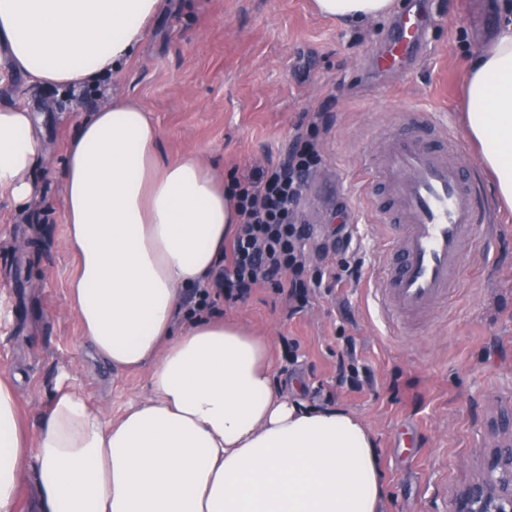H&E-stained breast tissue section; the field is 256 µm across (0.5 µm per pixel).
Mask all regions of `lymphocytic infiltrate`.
<instances>
[{
    "mask_svg": "<svg viewBox=\"0 0 512 512\" xmlns=\"http://www.w3.org/2000/svg\"><path fill=\"white\" fill-rule=\"evenodd\" d=\"M317 124L298 132L283 161L258 170L248 178H231L226 190L239 215L224 265L212 272L193 305L202 311L213 298H243L252 287L273 284L295 308H303L310 289L320 287L323 270L307 272L305 247L312 232L293 221L319 157Z\"/></svg>",
    "mask_w": 512,
    "mask_h": 512,
    "instance_id": "obj_1",
    "label": "lymphocytic infiltrate"
}]
</instances>
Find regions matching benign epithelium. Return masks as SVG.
I'll list each match as a JSON object with an SVG mask.
<instances>
[{
  "instance_id": "1",
  "label": "benign epithelium",
  "mask_w": 512,
  "mask_h": 512,
  "mask_svg": "<svg viewBox=\"0 0 512 512\" xmlns=\"http://www.w3.org/2000/svg\"><path fill=\"white\" fill-rule=\"evenodd\" d=\"M453 512H512V436L485 449L479 475L457 492Z\"/></svg>"
}]
</instances>
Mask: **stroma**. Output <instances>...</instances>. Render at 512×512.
<instances>
[{
    "mask_svg": "<svg viewBox=\"0 0 512 512\" xmlns=\"http://www.w3.org/2000/svg\"><path fill=\"white\" fill-rule=\"evenodd\" d=\"M426 10L428 48L402 74H379L368 62L390 14L344 28L315 13L311 0H164L135 58L99 91L66 95L19 76L0 85L1 104L44 117L37 193L24 209L0 200V292L11 312L0 320V375L15 380L30 427L62 379L115 417L144 393L148 376L98 363L67 307L78 264L64 246L62 161L80 121L112 99H130L158 126L164 159L200 148L227 178L278 161L297 127L322 112L321 160L296 221L322 240L337 210H351L359 280L326 279L298 312L268 285L215 312L270 342L279 390L341 407L372 431L383 512H452L494 441L492 418L512 409V209L497 204L495 228L470 247L447 306L409 330L386 328L372 291L393 231L368 206V155L405 113L429 112L461 136L474 177L497 197L464 136L461 98L471 59L497 35L499 0H426ZM350 344L373 374L358 392L336 382Z\"/></svg>",
    "mask_w": 512,
    "mask_h": 512,
    "instance_id": "obj_1",
    "label": "stroma"
}]
</instances>
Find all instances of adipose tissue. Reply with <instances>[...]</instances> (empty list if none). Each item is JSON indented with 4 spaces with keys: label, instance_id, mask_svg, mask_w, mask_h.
Instances as JSON below:
<instances>
[{
    "label": "adipose tissue",
    "instance_id": "adipose-tissue-1",
    "mask_svg": "<svg viewBox=\"0 0 512 512\" xmlns=\"http://www.w3.org/2000/svg\"><path fill=\"white\" fill-rule=\"evenodd\" d=\"M395 0H314L347 24ZM161 0H0V84L80 90L136 55ZM464 124L501 203L512 207V15L468 67ZM35 112L0 104V197L36 193ZM150 114L117 101L84 119L63 161L65 246L78 261L68 308L95 357L148 368L146 392L116 420L80 386H57L37 429L0 376V512H16L34 469L37 512H381L374 437L355 414L280 392L269 346L232 320L178 326L238 222L201 151L168 161Z\"/></svg>",
    "mask_w": 512,
    "mask_h": 512
}]
</instances>
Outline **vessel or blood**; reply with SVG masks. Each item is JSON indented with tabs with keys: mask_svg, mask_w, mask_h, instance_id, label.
Instances as JSON below:
<instances>
[{
	"mask_svg": "<svg viewBox=\"0 0 512 512\" xmlns=\"http://www.w3.org/2000/svg\"><path fill=\"white\" fill-rule=\"evenodd\" d=\"M427 21L407 5L388 30L378 69L404 71L425 47ZM403 132L368 160L371 208L397 233L381 266L375 303L387 324L411 326L448 301L469 244L489 227L481 193L467 174L454 133L428 112H409Z\"/></svg>",
	"mask_w": 512,
	"mask_h": 512,
	"instance_id": "1",
	"label": "vessel or blood"
}]
</instances>
